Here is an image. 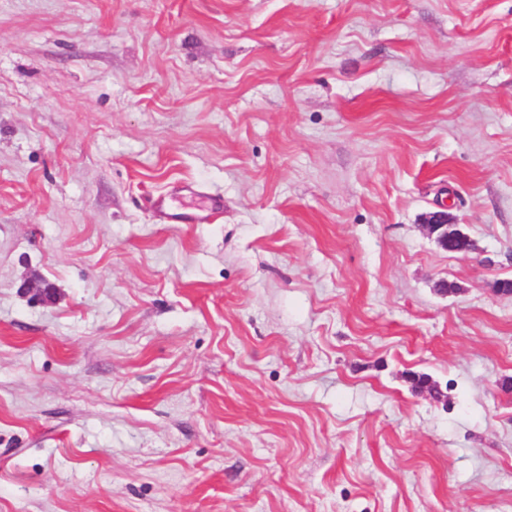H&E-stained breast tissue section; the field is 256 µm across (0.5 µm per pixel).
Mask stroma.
Wrapping results in <instances>:
<instances>
[{
	"mask_svg": "<svg viewBox=\"0 0 512 512\" xmlns=\"http://www.w3.org/2000/svg\"><path fill=\"white\" fill-rule=\"evenodd\" d=\"M503 278L512 0H0V512H512ZM156 208L167 224L211 223L222 210L221 202L218 199H212L210 206L192 213L172 212L164 198H159L156 201ZM448 224H450L448 220V211L433 212L427 220L428 230L431 234H436L437 242L439 243L441 240H445V242L448 241V251L453 252L454 250L462 247H467L471 250L472 241L468 244L450 237L448 230H451L452 228H449Z\"/></svg>",
	"mask_w": 512,
	"mask_h": 512,
	"instance_id": "obj_1",
	"label": "stroma"
}]
</instances>
